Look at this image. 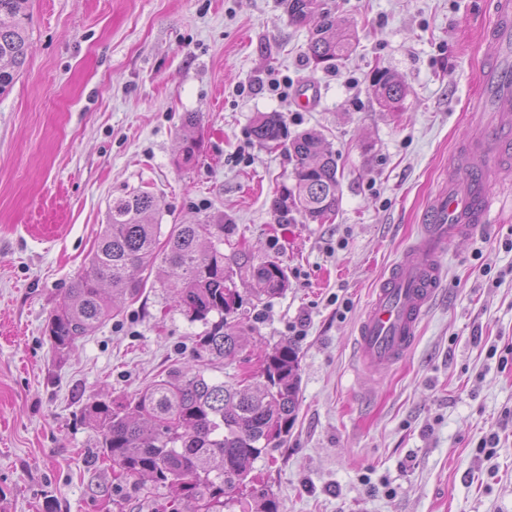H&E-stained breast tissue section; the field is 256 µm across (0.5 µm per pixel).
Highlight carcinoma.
I'll use <instances>...</instances> for the list:
<instances>
[{
	"label": "carcinoma",
	"instance_id": "carcinoma-1",
	"mask_svg": "<svg viewBox=\"0 0 512 512\" xmlns=\"http://www.w3.org/2000/svg\"><path fill=\"white\" fill-rule=\"evenodd\" d=\"M28 0H0V95L13 85L31 53ZM289 21L316 22L310 32L308 60L329 66L357 45L350 21L326 0H286ZM378 104L398 112L404 83L388 70L372 75ZM251 135L263 145L282 146L295 157L294 184L274 201L278 222L296 212L321 223L339 207L336 156L324 139L311 133L288 136L283 117L260 113ZM160 205L148 191L112 199L107 224L89 266L69 288L49 318L48 337L60 354L94 333L115 314L112 297L135 299L145 288L143 273H155L174 293L176 306L190 321L208 326L200 346L212 360L233 359L243 350L241 334L228 330L242 298L235 278H248L257 296H275L288 287L276 261L254 265L238 258L224 261V225L174 224L160 242ZM265 383L246 375L224 381L197 367L173 369L124 401L94 400L84 410L98 436V447L125 480H147L166 493L169 512H280L274 493L255 490L253 464L270 445L288 436L298 409L300 365L296 349L285 342L263 364Z\"/></svg>",
	"mask_w": 512,
	"mask_h": 512
}]
</instances>
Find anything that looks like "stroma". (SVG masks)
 Here are the masks:
<instances>
[{"instance_id": "stroma-1", "label": "stroma", "mask_w": 512, "mask_h": 512, "mask_svg": "<svg viewBox=\"0 0 512 512\" xmlns=\"http://www.w3.org/2000/svg\"><path fill=\"white\" fill-rule=\"evenodd\" d=\"M358 47L314 68L309 30L283 0H30L31 54L0 96V512H163L116 479L85 424L169 368L258 373L281 342L300 362L299 409L254 463L282 512H512V169L492 174L490 223L449 240L447 288L399 362L355 353L377 282L420 234L419 216L481 130L470 122L490 0H335ZM407 88L383 110L375 68ZM317 88L302 111L295 94ZM260 112L322 136L341 173L339 212L281 224L272 202L294 160L250 134ZM194 126H186L187 115ZM196 161L181 163L183 137ZM147 190L163 229L226 225L224 255L275 260L287 289L239 283L245 348L209 362L206 328L146 288L74 351L45 333L82 273L113 198Z\"/></svg>"}]
</instances>
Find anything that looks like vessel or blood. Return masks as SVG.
<instances>
[{"instance_id":"b4317fda","label":"vessel or blood","mask_w":512,"mask_h":512,"mask_svg":"<svg viewBox=\"0 0 512 512\" xmlns=\"http://www.w3.org/2000/svg\"><path fill=\"white\" fill-rule=\"evenodd\" d=\"M486 39L501 50L488 63L482 109L495 113L472 155L457 164L447 189L422 213V233L408 247L372 294L355 344L366 370L400 361L412 348L419 323L444 286L439 257L451 238L486 223L496 203L488 177L490 163H512V0H492Z\"/></svg>"}]
</instances>
